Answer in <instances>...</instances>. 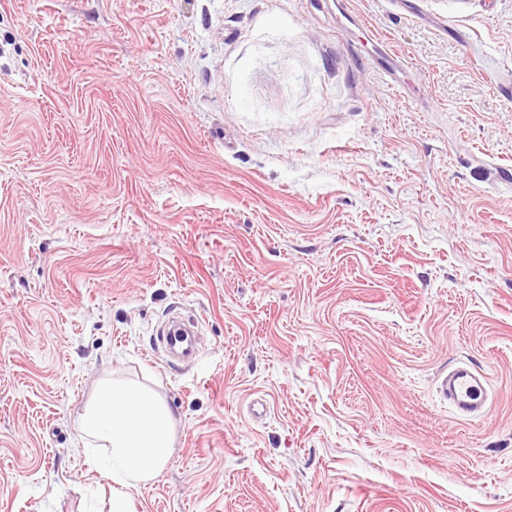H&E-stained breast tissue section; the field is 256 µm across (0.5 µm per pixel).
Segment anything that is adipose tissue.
<instances>
[{
    "label": "adipose tissue",
    "mask_w": 512,
    "mask_h": 512,
    "mask_svg": "<svg viewBox=\"0 0 512 512\" xmlns=\"http://www.w3.org/2000/svg\"><path fill=\"white\" fill-rule=\"evenodd\" d=\"M174 418L150 393L122 383H103L80 428L94 454L90 466L113 484L112 512H135L126 491L147 484L170 457Z\"/></svg>",
    "instance_id": "adipose-tissue-1"
}]
</instances>
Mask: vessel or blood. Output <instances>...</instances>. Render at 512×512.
<instances>
[{"instance_id":"vessel-or-blood-1","label":"vessel or blood","mask_w":512,"mask_h":512,"mask_svg":"<svg viewBox=\"0 0 512 512\" xmlns=\"http://www.w3.org/2000/svg\"><path fill=\"white\" fill-rule=\"evenodd\" d=\"M161 338L184 355L189 356L194 352V337L180 326L175 325L162 332ZM485 382L486 377L480 369L461 363L443 375L438 384V392L458 419L471 421L490 411Z\"/></svg>"}]
</instances>
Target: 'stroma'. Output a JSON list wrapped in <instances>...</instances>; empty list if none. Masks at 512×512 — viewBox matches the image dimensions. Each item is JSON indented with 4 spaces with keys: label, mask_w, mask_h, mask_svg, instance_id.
Wrapping results in <instances>:
<instances>
[{
    "label": "stroma",
    "mask_w": 512,
    "mask_h": 512,
    "mask_svg": "<svg viewBox=\"0 0 512 512\" xmlns=\"http://www.w3.org/2000/svg\"><path fill=\"white\" fill-rule=\"evenodd\" d=\"M504 169L512 0H0V512H111L106 379L175 419L136 512H512ZM161 338L173 348H178L184 355H192L195 349V339L191 333L178 325H173L166 332L161 331ZM485 382L486 377L480 369L469 363H460L443 375L438 392L458 419L471 421L490 411Z\"/></svg>",
    "instance_id": "stroma-1"
}]
</instances>
